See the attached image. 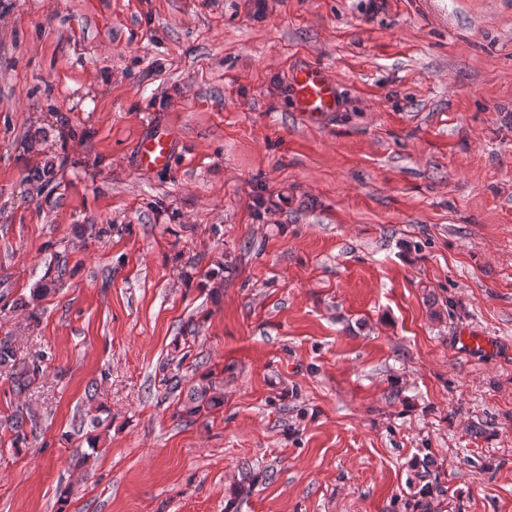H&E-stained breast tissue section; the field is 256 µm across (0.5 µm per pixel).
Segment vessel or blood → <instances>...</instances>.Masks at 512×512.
<instances>
[{"label": "vessel or blood", "mask_w": 512, "mask_h": 512, "mask_svg": "<svg viewBox=\"0 0 512 512\" xmlns=\"http://www.w3.org/2000/svg\"><path fill=\"white\" fill-rule=\"evenodd\" d=\"M292 109L310 115L326 116L338 107L337 84L326 68L320 65H300L290 77ZM179 132L167 125L153 126L138 145V165L141 170L154 171L166 167L174 154Z\"/></svg>", "instance_id": "obj_1"}]
</instances>
